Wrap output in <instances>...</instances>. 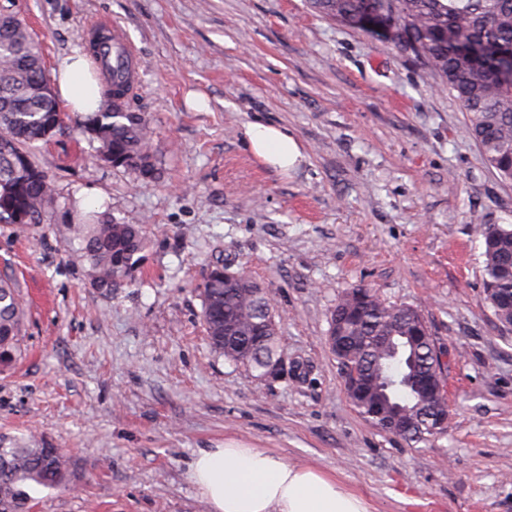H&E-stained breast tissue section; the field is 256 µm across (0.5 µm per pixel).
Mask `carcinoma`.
<instances>
[{
    "label": "carcinoma",
    "mask_w": 512,
    "mask_h": 512,
    "mask_svg": "<svg viewBox=\"0 0 512 512\" xmlns=\"http://www.w3.org/2000/svg\"><path fill=\"white\" fill-rule=\"evenodd\" d=\"M310 7L337 25L371 31L401 52L431 66L466 114L469 134L486 164L512 182V0H309ZM128 69L118 64L99 111L84 117L86 132L99 143L100 158L143 183L157 179L149 150L148 124L121 103ZM59 104L46 84L40 44L13 15L0 16V223L41 224L55 201L52 182L38 168L32 150L61 126ZM76 256L89 266L91 287L110 295L132 282L147 248L142 224H120L101 215L72 219ZM482 241L486 300L498 322L512 327V224H476ZM242 273L224 279V265L210 270L200 287L201 321L211 348L225 359L262 374L282 351L278 323L267 335L255 327L276 311L260 285L242 287ZM345 323L351 356L336 355L341 367L357 363L371 382L346 391L358 414L384 430L386 415L414 421L401 436L412 444L439 435L427 417L430 399L418 381L441 383L437 350L423 317L407 306L391 305L369 286L347 289L332 311ZM25 310L14 283L0 277V367L20 354ZM69 461L57 448L0 437V512H31L33 487L66 488Z\"/></svg>",
    "instance_id": "1"
}]
</instances>
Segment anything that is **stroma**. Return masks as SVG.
Listing matches in <instances>:
<instances>
[{"label":"stroma","instance_id":"obj_1","mask_svg":"<svg viewBox=\"0 0 512 512\" xmlns=\"http://www.w3.org/2000/svg\"><path fill=\"white\" fill-rule=\"evenodd\" d=\"M47 70L107 19L139 57L126 108L150 121L160 172L144 186L96 156L74 120L39 143L54 183L44 223L0 224V275L27 316L0 371V435L70 461L37 512H210L189 478L202 448L237 441L309 465L368 512H512V327L485 301L472 217L512 224V183L466 132L438 74L307 0H0ZM288 130L282 171L243 140ZM148 227L133 284L90 285L70 210ZM224 262L266 289L288 376L214 354L197 286ZM368 285L415 308L443 353L448 429L410 446L352 407L326 336L341 293Z\"/></svg>","mask_w":512,"mask_h":512}]
</instances>
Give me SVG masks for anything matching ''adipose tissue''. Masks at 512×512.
Returning a JSON list of instances; mask_svg holds the SVG:
<instances>
[{
    "label": "adipose tissue",
    "instance_id": "1",
    "mask_svg": "<svg viewBox=\"0 0 512 512\" xmlns=\"http://www.w3.org/2000/svg\"><path fill=\"white\" fill-rule=\"evenodd\" d=\"M54 78L63 107L85 114L97 111L100 85L89 73L84 55L63 59ZM244 137L252 152L271 167L285 170L301 157L298 142L282 128L250 124ZM189 476L210 512H368L361 497L321 471L238 443L199 449Z\"/></svg>",
    "mask_w": 512,
    "mask_h": 512
}]
</instances>
